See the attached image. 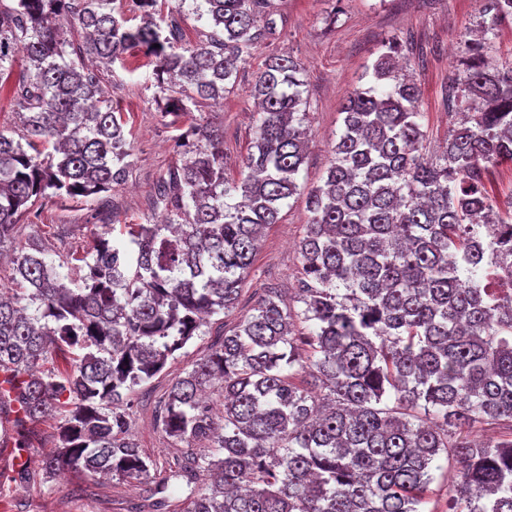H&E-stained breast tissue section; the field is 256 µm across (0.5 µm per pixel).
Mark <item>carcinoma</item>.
<instances>
[{"label": "carcinoma", "instance_id": "carcinoma-1", "mask_svg": "<svg viewBox=\"0 0 512 512\" xmlns=\"http://www.w3.org/2000/svg\"><path fill=\"white\" fill-rule=\"evenodd\" d=\"M137 2L145 20L131 28L117 0H0V93L24 130L0 133V248L36 200L126 180L131 143L93 64L144 49L168 92L165 115L178 119L224 98L276 28L270 0H179L165 32L159 0ZM479 10L490 32L512 18V0ZM186 16L211 25L206 40L180 44ZM381 49L343 102L326 177L307 194L300 307L266 289L171 380L161 430L203 447L128 512H159L172 484L189 491L190 512H423L443 458L456 486L441 512H512V288L496 281L497 266L512 267V196L487 189L512 164V63L466 65L454 95L462 119L432 157L421 87L393 43ZM302 71L271 54L255 73L260 118L238 178L226 173L224 129L188 123L152 202L162 219L126 225L124 239L105 232L57 264L40 237L14 250L0 371L17 381L5 396L23 419L61 417L47 474L150 478L130 395L206 335L208 318L239 309L265 229L299 191ZM75 347L70 369L39 371ZM217 382L219 416L204 396ZM479 424L508 434L479 442Z\"/></svg>", "mask_w": 512, "mask_h": 512}]
</instances>
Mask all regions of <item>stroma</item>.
<instances>
[{
    "label": "stroma",
    "mask_w": 512,
    "mask_h": 512,
    "mask_svg": "<svg viewBox=\"0 0 512 512\" xmlns=\"http://www.w3.org/2000/svg\"><path fill=\"white\" fill-rule=\"evenodd\" d=\"M275 36L265 40L241 69L232 89L219 105L192 108L189 120L211 122L224 128L227 172L234 175L247 154L258 118L248 92L253 75L273 52L287 53L304 66L303 97L311 141L299 179V192L282 209L278 223L270 225L243 283L242 304L251 306L264 289H277L283 299L294 296L300 277L298 244L309 218V189L320 185L329 165L331 147L342 124L341 105L350 91L361 86L368 64L384 42L402 47L407 72L422 88L419 109L428 134L427 148L444 146L453 121L449 116L448 89L459 78L473 54L493 62L512 61V22L490 26L477 0H274ZM490 34L485 45L473 37L482 29ZM112 104L122 113L133 146V166L124 184L109 194L110 205L99 200L46 197L36 203L38 220L22 226L15 246L37 235L63 241L66 249L88 250L107 224H141L151 214L156 185L176 161L174 125L162 113L161 91L150 58L131 50L125 62L104 73ZM225 321L213 316L210 333L195 337L177 351L173 361L131 396L132 431L141 448L152 457L153 480H162L171 461L169 444L154 423L160 392L169 380L190 368L210 345L211 333ZM0 425L8 434L0 442V512H126L140 502L144 484L116 478L47 476L44 457L58 443L57 423L48 420L17 426L9 403L0 404ZM25 464H18V457Z\"/></svg>",
    "instance_id": "35a3bbf8"
}]
</instances>
